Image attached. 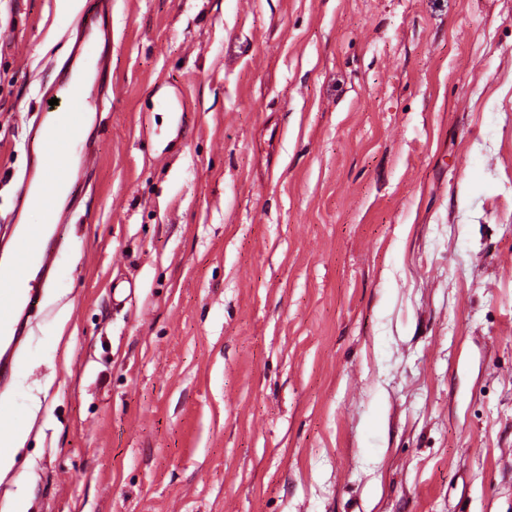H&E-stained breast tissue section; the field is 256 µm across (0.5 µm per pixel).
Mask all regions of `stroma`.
<instances>
[{
	"mask_svg": "<svg viewBox=\"0 0 512 512\" xmlns=\"http://www.w3.org/2000/svg\"><path fill=\"white\" fill-rule=\"evenodd\" d=\"M80 6L0 0L1 220ZM109 70L0 512H512V0H112Z\"/></svg>",
	"mask_w": 512,
	"mask_h": 512,
	"instance_id": "obj_1",
	"label": "stroma"
}]
</instances>
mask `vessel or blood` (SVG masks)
Masks as SVG:
<instances>
[{"label": "vessel or blood", "mask_w": 512, "mask_h": 512, "mask_svg": "<svg viewBox=\"0 0 512 512\" xmlns=\"http://www.w3.org/2000/svg\"><path fill=\"white\" fill-rule=\"evenodd\" d=\"M111 41L112 0H84L70 54L45 91L50 104L29 136V166L19 188L20 207H42L47 221L24 225L11 259L0 264V379L16 366L13 349L25 331V316L41 303L39 284L48 278L62 244L59 229L71 218L60 194L91 176L95 119L112 96L107 56L90 57L88 48Z\"/></svg>", "instance_id": "b4317fda"}]
</instances>
